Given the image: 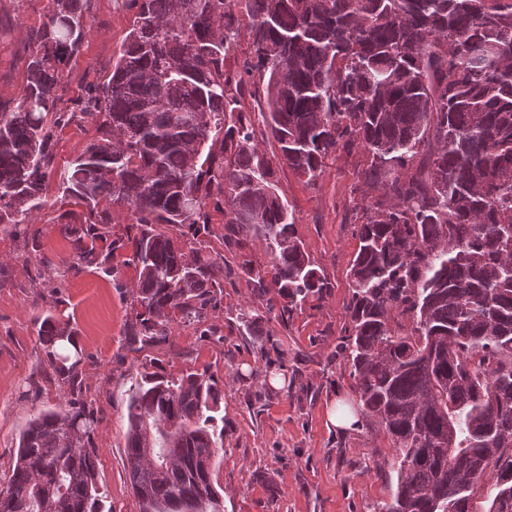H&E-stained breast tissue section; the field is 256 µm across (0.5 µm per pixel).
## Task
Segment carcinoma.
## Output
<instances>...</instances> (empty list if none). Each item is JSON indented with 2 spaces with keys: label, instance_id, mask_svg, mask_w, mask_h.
Masks as SVG:
<instances>
[{
  "label": "carcinoma",
  "instance_id": "obj_1",
  "mask_svg": "<svg viewBox=\"0 0 512 512\" xmlns=\"http://www.w3.org/2000/svg\"><path fill=\"white\" fill-rule=\"evenodd\" d=\"M132 28L102 83L58 109L61 65L80 53L83 0H54L36 33L18 105L0 104V224H28L47 182L85 209L63 224L72 268L138 272L130 342L200 324L244 276L266 298L244 326L285 322L330 283L278 194L258 132L310 184L357 145L378 201L356 227L346 360L359 404L389 436L396 490L382 512H512V0H126ZM251 19L254 55L228 65ZM265 110L245 112V91ZM90 112L96 136L54 174L56 133ZM131 218L112 235L107 206ZM224 245L264 239L270 269L206 251L210 211ZM188 226L197 246L158 230ZM276 297H270V294ZM414 319L411 333L398 318ZM50 366L74 392L81 351L68 322L37 318ZM220 391L206 373L141 372L126 448L140 512H223L214 457ZM94 417L47 411L19 438L0 512H99Z\"/></svg>",
  "mask_w": 512,
  "mask_h": 512
}]
</instances>
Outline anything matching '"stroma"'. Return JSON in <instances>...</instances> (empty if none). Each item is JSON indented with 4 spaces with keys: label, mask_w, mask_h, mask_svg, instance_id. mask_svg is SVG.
I'll use <instances>...</instances> for the list:
<instances>
[{
    "label": "stroma",
    "mask_w": 512,
    "mask_h": 512,
    "mask_svg": "<svg viewBox=\"0 0 512 512\" xmlns=\"http://www.w3.org/2000/svg\"><path fill=\"white\" fill-rule=\"evenodd\" d=\"M87 8L82 50L62 72L59 93L66 104L111 72L134 20L124 0H89ZM50 10L51 0H0V102L8 106L19 101L35 49L30 36ZM94 135L88 118L58 130L56 167L68 166ZM367 164L361 148L336 151L311 186L276 163L278 192L330 289L319 306H304L285 324L262 321L251 336L240 335L239 315L258 297L241 278L225 286L223 303L206 321L208 335L179 325L169 342L130 349L125 336L136 270L122 268L115 279L92 267L73 270L57 217L65 211L81 217L82 206L56 200L19 234L0 230V482L8 480L29 421L72 399L68 387L50 379L38 340L34 319L48 311L70 322L82 352L81 400L94 413L102 512H139L127 470V391L148 365L174 377L205 371L217 382L224 450L215 458V478L224 512H380L395 488L388 435L363 415L352 429L329 417L336 403H356V382L340 346L350 322L355 227L378 200L365 189ZM269 338L279 350L265 358L260 347ZM282 368L288 386L269 385V372Z\"/></svg>",
    "instance_id": "35a3bbf8"
}]
</instances>
